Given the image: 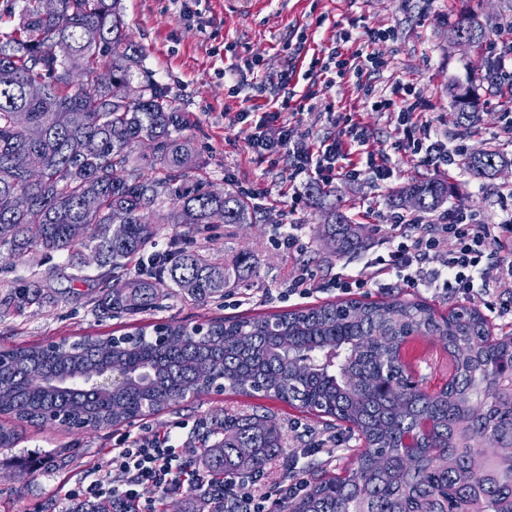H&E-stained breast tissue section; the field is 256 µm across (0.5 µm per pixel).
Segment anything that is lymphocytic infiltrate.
Returning a JSON list of instances; mask_svg holds the SVG:
<instances>
[{"mask_svg": "<svg viewBox=\"0 0 512 512\" xmlns=\"http://www.w3.org/2000/svg\"><path fill=\"white\" fill-rule=\"evenodd\" d=\"M389 36L386 30L337 31L333 50L325 58L311 60L309 66L340 76L351 73L360 77L381 71L385 63L371 47ZM350 43L356 47L351 55L345 51ZM413 98V87L396 80L377 106L397 111L405 130L420 128L422 135L413 139L412 145L425 165L437 169L453 164V152L442 140L432 137L429 121L419 120ZM282 114L278 106L253 114L255 132L249 146L258 155L267 158L290 146L288 128L282 127L275 138L264 132L269 124L280 123ZM338 120L343 124L341 136L318 140L313 149L302 151L299 173L316 175L325 183L339 177L369 175L382 181L389 179L391 171L385 160L365 152L369 141L366 128L346 113L339 114ZM361 153L366 156L362 164L356 160ZM391 228L384 239V254L372 260L369 268L337 275L338 292H367L376 275L391 273L409 287L439 294L512 295V206L501 207L490 219L465 209L449 210L434 223L396 215ZM112 465V475L76 482L66 489L65 499L109 498L134 503L136 512H159L157 501L142 499L141 487L150 486L164 494L187 477L201 486L206 483L199 471H188L168 434L150 441L124 436L121 447L113 451ZM304 489L303 480L287 481L268 471L250 477H228L222 488L224 512H275L283 499L298 496Z\"/></svg>", "mask_w": 512, "mask_h": 512, "instance_id": "lymphocytic-infiltrate-1", "label": "lymphocytic infiltrate"}]
</instances>
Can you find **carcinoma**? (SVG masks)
Wrapping results in <instances>:
<instances>
[{
    "label": "carcinoma",
    "instance_id": "carcinoma-1",
    "mask_svg": "<svg viewBox=\"0 0 512 512\" xmlns=\"http://www.w3.org/2000/svg\"><path fill=\"white\" fill-rule=\"evenodd\" d=\"M56 14L28 0L17 27L0 41V249L15 258L65 253L81 271L92 252L112 270L101 288L99 318L138 315L159 306L161 286L171 283L199 303L224 295L230 273L252 269L247 252L228 269L171 241L168 260L144 266L161 226L209 223L224 211L226 224L256 222L258 208L235 190L201 187L198 168L188 164L190 144L183 119L165 87L144 66L142 48L128 35L121 0H58ZM486 36L471 16L448 30V39L472 42ZM70 46L59 58L55 44ZM106 69L130 86L115 103L98 82ZM460 131L470 130L478 103L470 87H453ZM23 111L44 137L33 142L14 123ZM155 143L152 172L131 155L133 142ZM495 149L466 156L476 178H489L510 163ZM414 194L417 211L440 208L452 194L449 182L414 179L395 197ZM330 191L311 189L323 204ZM92 197L96 207L85 208ZM328 203V202H326ZM323 237L334 254L361 248L358 225L340 203H328ZM38 209L43 220L28 221ZM123 226L119 236L113 225ZM143 272L129 284L122 273ZM52 300L44 279H30L0 292V310L20 311ZM111 336H83L0 348V415L70 431L107 430L162 411L220 384L261 394L349 425L364 442L356 466L343 476L313 479L283 502L282 512H512V333L493 337L487 320L472 308L446 316L429 304L395 297L386 301L330 302L248 320L214 319L201 329L175 321ZM412 336L439 340L448 352L450 378L438 391L422 388L402 360ZM120 367L125 381L109 389L93 384L104 367ZM414 450L405 449L406 438ZM200 459L214 484L224 475L258 473L281 447V428L265 415L224 414L216 427L198 434ZM240 448L250 449L242 455ZM478 468H472L474 456ZM72 512H133L110 501L73 504ZM186 512H224V503L202 493Z\"/></svg>",
    "mask_w": 512,
    "mask_h": 512
}]
</instances>
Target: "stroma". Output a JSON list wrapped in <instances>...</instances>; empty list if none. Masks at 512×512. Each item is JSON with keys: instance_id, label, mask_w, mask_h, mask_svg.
Listing matches in <instances>:
<instances>
[{"instance_id": "obj_1", "label": "stroma", "mask_w": 512, "mask_h": 512, "mask_svg": "<svg viewBox=\"0 0 512 512\" xmlns=\"http://www.w3.org/2000/svg\"><path fill=\"white\" fill-rule=\"evenodd\" d=\"M127 31L144 51V63L169 95L186 125L194 161L207 189H234L254 197L259 208L253 224H210L176 236L164 226L157 250L170 240L193 249L216 263L232 266L243 251L252 256L253 268L231 279L223 296L201 304L173 295L161 308L137 317L97 319L91 299L102 286L97 267L77 271L66 256L35 254L24 261L0 252V287L47 274L53 293H65L64 301L34 305L22 313L0 317V346L45 340L78 339L84 335H121L142 324L174 320L196 324L211 318L242 319L287 309L317 306L339 300L330 282L339 273L360 270L382 254L383 235L378 225L387 224L394 192L414 178L452 176L457 188L448 198L450 208H466L480 215L498 211L512 194V173L476 179L463 165L433 169L424 165L411 143L393 149L399 139L397 115L379 112L374 103L393 80L412 85L420 110L432 130L449 148L468 155L492 147L512 160V131L506 116L512 113V93L485 80L490 58L485 45L458 46L448 40V28L464 15L478 14L486 37L512 40V0H124ZM366 29H393L394 38L377 43L375 52L389 63L387 71L356 77L322 74L305 79L309 59L324 56L335 45L336 32L349 25ZM306 36L302 59L288 84L296 96L289 116L292 149L263 158L249 147L252 130L238 115L266 111L280 90L266 81L268 74L286 66L289 45ZM471 83L479 95L481 121L477 133H457L451 85ZM307 110H300V103ZM357 114L368 131V150L384 156L392 174L388 180L370 177L357 182L340 178L330 185L340 204L360 224L366 241L355 254L339 257L325 249L320 235L326 216L309 194L307 176L296 175L298 152L322 136H337L338 113ZM297 177L302 195L292 205L290 177ZM297 225L302 252L287 253L277 246L282 232ZM313 270L316 290L307 299L289 296L290 279L303 269ZM399 296L422 299L437 312L467 305L484 311L492 332L512 330V297L497 301L496 312L486 309L484 296L466 299L443 297L426 289L407 287L395 276H380L367 297L381 300ZM404 362L422 377L428 390L444 386L449 377L448 355L432 339L414 336L402 349ZM268 414L279 424L283 446L272 465L277 477L304 479L326 474L337 476L353 467L362 444L330 417H318L271 398H252L227 389L191 397L158 414L128 425L126 430L73 434L60 427L24 426L16 447L0 448V512H56L62 484L83 475H102L112 469L111 448L131 434L150 439L172 433L184 460L197 464L195 434L203 425L223 421L225 413ZM325 438L337 439L333 454L310 453V446ZM34 454L50 457L45 468L24 471L17 459ZM297 461L294 471L284 462Z\"/></svg>"}]
</instances>
